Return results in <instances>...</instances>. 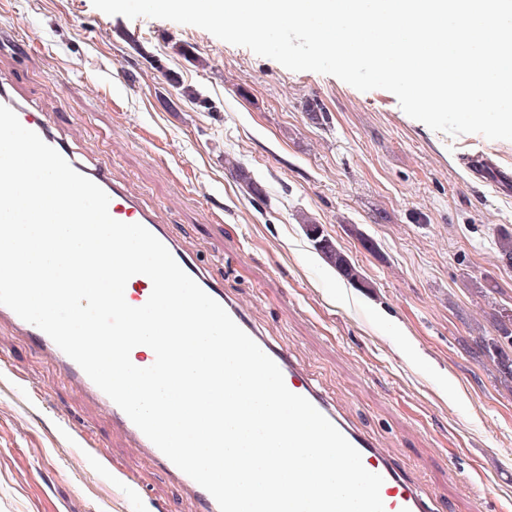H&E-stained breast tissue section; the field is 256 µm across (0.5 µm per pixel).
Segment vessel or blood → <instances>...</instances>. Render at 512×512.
I'll return each mask as SVG.
<instances>
[{"label":"vessel or blood","mask_w":512,"mask_h":512,"mask_svg":"<svg viewBox=\"0 0 512 512\" xmlns=\"http://www.w3.org/2000/svg\"><path fill=\"white\" fill-rule=\"evenodd\" d=\"M0 105L11 108L25 128L36 132L45 143L55 148L67 161H70L77 172L101 187L110 198L109 213L115 220L142 224L166 246L184 271L209 296L221 303L234 322L278 365L287 388L291 392L307 398L360 452L364 467L383 477L384 482L380 488V496L385 512H430L431 507L428 502L414 484L402 477L392 464L386 450L358 432L343 413L317 392L305 371L293 363L283 351L276 348L265 332L249 322L246 311L240 303L225 297L222 284L214 280L206 270L182 251L180 245L167 232L165 225L158 221L153 212L141 207L136 198L123 187L114 183L103 168L76 160L69 144L53 133L41 113L31 109L16 96L10 87L1 83ZM480 176L485 179L486 183L499 191L505 193L512 191L511 167L489 160L481 168ZM2 320L10 322L22 335L30 337L39 349L66 374L76 389L100 405L104 413L111 418L113 425L123 431L133 447L136 448L141 467H162L169 470L177 480L191 488L198 501L199 512H219L218 504L211 494L177 466H174L124 411L101 391L81 367L68 357L48 335L36 326L22 320L13 310L4 305H0V321Z\"/></svg>","instance_id":"1"}]
</instances>
